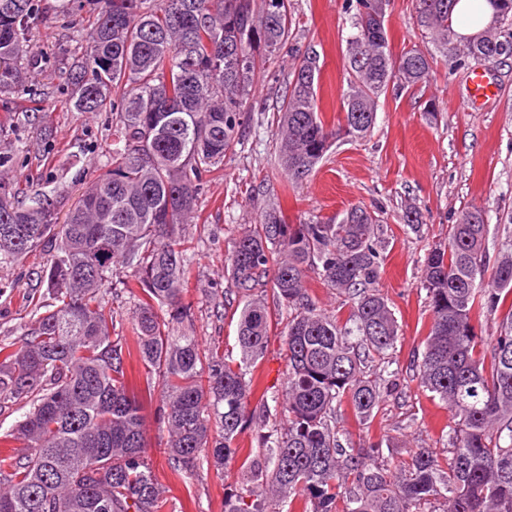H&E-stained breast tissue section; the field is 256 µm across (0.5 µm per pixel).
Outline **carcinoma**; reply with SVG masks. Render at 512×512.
<instances>
[{
	"mask_svg": "<svg viewBox=\"0 0 512 512\" xmlns=\"http://www.w3.org/2000/svg\"><path fill=\"white\" fill-rule=\"evenodd\" d=\"M417 2L416 22L441 44L450 68L479 56L512 58V0H488L490 25L462 40L451 23L458 0ZM378 3L344 0L355 32L346 40L338 124L320 115L317 56L294 67L276 116L293 183L336 140L370 133L390 87L409 90L429 77L422 52L393 53ZM45 19L40 0H0V93L24 91L25 31ZM291 27L290 0H102L84 29V56L69 67V106L112 105V168L64 224L50 201L26 207L0 195V264L51 242L55 250L43 275L55 304L25 325L20 348L0 346V400L31 403L12 433L27 453L0 459V512H166L144 453L143 410L158 387L174 472L192 476L235 457L252 385L220 348L174 334L173 325L192 318L182 302L191 252L183 231L197 217L201 186L223 171L240 139L258 70L273 63ZM379 227V214L363 206L314 224H290L274 207L233 240L228 274L247 298L236 334L243 362L264 354L273 326L254 292L272 284L288 311L287 382L259 401L262 411L287 416L288 428L259 436L266 454L246 459V483L225 495L224 512H271L273 502L296 499L303 512H336L339 496L342 512H421L434 502L443 512H512V238L490 259L480 208L451 225L424 265L431 325L418 379L452 412L448 455L418 448L394 472L380 461L381 445L356 447L336 429V406L367 425L398 389L366 370L384 362L399 336L377 288ZM117 262L141 290L132 330L142 388L129 380L125 340L112 338L101 306ZM310 269L346 296V319L316 307ZM164 307L167 319L158 314ZM492 315L501 320L484 339L475 322Z\"/></svg>",
	"mask_w": 512,
	"mask_h": 512,
	"instance_id": "cac0c4a2",
	"label": "carcinoma"
}]
</instances>
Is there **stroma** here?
Wrapping results in <instances>:
<instances>
[{
  "mask_svg": "<svg viewBox=\"0 0 512 512\" xmlns=\"http://www.w3.org/2000/svg\"><path fill=\"white\" fill-rule=\"evenodd\" d=\"M295 30L285 49L258 72L246 105L247 122L239 143L224 158L222 176L203 184L197 206L202 221L188 225L194 243L184 285V301L193 318L181 331L196 336L202 347L219 346L233 359L242 299L225 302L230 288L228 251L241 225L256 224L265 210L280 206L290 223L342 217L350 206L362 204L378 211L385 257L378 288L387 297L400 325L390 350L385 375L401 382L404 398H388L373 422L358 425L349 410L338 409L337 426L349 432L354 444H371L383 437L395 440L384 449L391 467L403 465L413 448H429L446 456L453 424L447 406L422 388L413 373L422 359L430 326L422 286L426 255L446 241L452 224L471 208L484 209L488 220L487 248L512 233V59L486 64L498 88L495 99L466 111V70L450 69L431 34L416 23L417 0H390L385 15L393 52L414 48L430 61L426 83L399 91L388 90L378 103L372 132L362 139L336 142L311 174L289 185L280 164L272 123L278 91L284 90L298 55L316 52L321 66L319 107L324 120L336 123L345 85V40L352 31L344 0H291ZM99 0H75L73 12L54 13L33 26L28 42L33 49L24 70L28 95L0 94V188L15 182L33 185L54 202L59 219H67L91 181L106 169L112 144V113L76 112L69 104L71 87L59 58V48L83 54L75 17L92 19ZM435 100L434 114L424 103ZM422 215L419 230L405 222L408 209ZM45 246L22 261L0 266L8 288L0 290V344L20 346L25 324L36 309L54 299L40 274L52 261ZM104 304L112 317V333L132 338V316L139 290L132 271L114 265ZM248 377L256 393L281 389L286 378V345L273 332L262 358ZM157 404L143 414L146 454L155 480L169 503L194 506L195 512H224V496L240 487L243 461L261 455L260 429H281L285 417L252 420L237 439L238 455L224 468L203 466L193 476L174 474L160 446L166 432Z\"/></svg>",
  "mask_w": 512,
  "mask_h": 512,
  "instance_id": "stroma-1",
  "label": "stroma"
}]
</instances>
